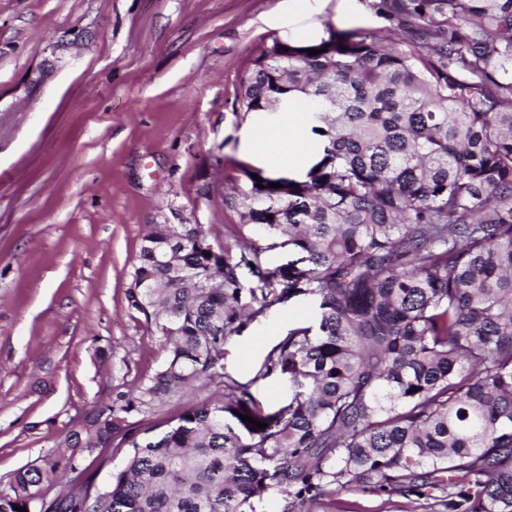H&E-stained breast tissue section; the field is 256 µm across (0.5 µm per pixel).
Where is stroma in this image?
<instances>
[{
	"label": "stroma",
	"mask_w": 512,
	"mask_h": 512,
	"mask_svg": "<svg viewBox=\"0 0 512 512\" xmlns=\"http://www.w3.org/2000/svg\"><path fill=\"white\" fill-rule=\"evenodd\" d=\"M369 0H0V481L63 445L102 402L162 361L129 287L151 224H199L212 242L252 239L267 262L280 237L239 225L223 191L254 148L262 115L237 92L272 39L312 45L376 29ZM314 306L270 308L224 347V370L269 407L288 396L265 358ZM209 391L136 417L157 433ZM307 512H439L415 496L352 490Z\"/></svg>",
	"instance_id": "stroma-1"
}]
</instances>
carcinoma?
Returning a JSON list of instances; mask_svg holds the SVG:
<instances>
[{"instance_id": "carcinoma-1", "label": "carcinoma", "mask_w": 512, "mask_h": 512, "mask_svg": "<svg viewBox=\"0 0 512 512\" xmlns=\"http://www.w3.org/2000/svg\"><path fill=\"white\" fill-rule=\"evenodd\" d=\"M370 8L410 50L383 28H331L318 55L274 39L240 85L248 112L303 103L318 122L300 176L243 165L247 187L224 192L240 224L279 231L288 258L156 225L129 302L161 337L162 365L97 406L73 450L16 471L0 512H253L272 487L283 512L358 488L512 512V0ZM295 299L317 325L268 353L260 376L278 375L288 400L264 410L224 374V345ZM198 388L214 396L137 435L130 419ZM117 437L131 454L101 487L83 453ZM42 482L58 488L37 501Z\"/></svg>"}]
</instances>
